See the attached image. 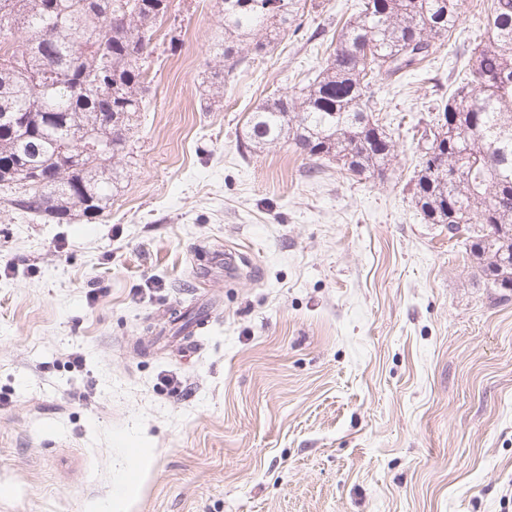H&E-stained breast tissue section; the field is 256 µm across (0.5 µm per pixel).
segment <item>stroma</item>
Wrapping results in <instances>:
<instances>
[{"mask_svg":"<svg viewBox=\"0 0 512 512\" xmlns=\"http://www.w3.org/2000/svg\"><path fill=\"white\" fill-rule=\"evenodd\" d=\"M315 3L212 104L223 16L174 0L111 207L0 199V512H512V290L411 202L447 46L381 87L385 180L240 145L358 0ZM171 310L208 317L193 354Z\"/></svg>","mask_w":512,"mask_h":512,"instance_id":"obj_1","label":"stroma"}]
</instances>
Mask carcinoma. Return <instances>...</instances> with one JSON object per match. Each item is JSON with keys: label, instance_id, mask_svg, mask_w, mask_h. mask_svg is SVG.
Wrapping results in <instances>:
<instances>
[{"label": "carcinoma", "instance_id": "obj_1", "mask_svg": "<svg viewBox=\"0 0 512 512\" xmlns=\"http://www.w3.org/2000/svg\"><path fill=\"white\" fill-rule=\"evenodd\" d=\"M130 1L128 11L109 16L107 0H0V191L14 194L15 209L61 222L112 206L123 176L116 159L127 155L133 118L149 105L147 59L172 7V0ZM307 2L220 0L211 96L223 97L238 65L296 34ZM461 23V0H361L316 76L250 113L244 145L257 151L283 141L310 161L384 180L395 142L374 119L386 105L373 87L418 69ZM77 134L87 141L61 156L60 143ZM103 136L112 143L107 155L88 148ZM418 151L416 210L453 237L467 233L475 273L512 288V205H503L512 197V0H491L484 39L434 108ZM37 171L53 180L38 182Z\"/></svg>", "mask_w": 512, "mask_h": 512}]
</instances>
